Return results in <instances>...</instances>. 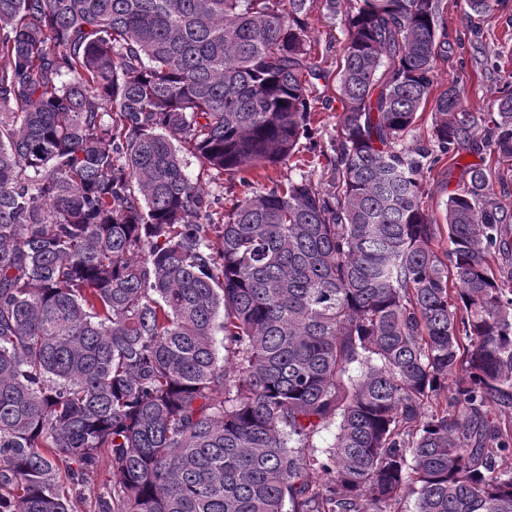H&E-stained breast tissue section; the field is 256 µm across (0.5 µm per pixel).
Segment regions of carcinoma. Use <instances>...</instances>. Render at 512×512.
<instances>
[{
    "label": "carcinoma",
    "mask_w": 512,
    "mask_h": 512,
    "mask_svg": "<svg viewBox=\"0 0 512 512\" xmlns=\"http://www.w3.org/2000/svg\"><path fill=\"white\" fill-rule=\"evenodd\" d=\"M441 2L326 0L329 184L268 188L310 0H0V512H75L103 453L99 512H512V91L433 95ZM473 153L440 254L425 173ZM206 189L211 193L219 195L220 207H224V213L229 211L236 202L237 198L240 197L241 187L238 183L230 181L226 175L216 177L215 181L207 183Z\"/></svg>",
    "instance_id": "1"
}]
</instances>
